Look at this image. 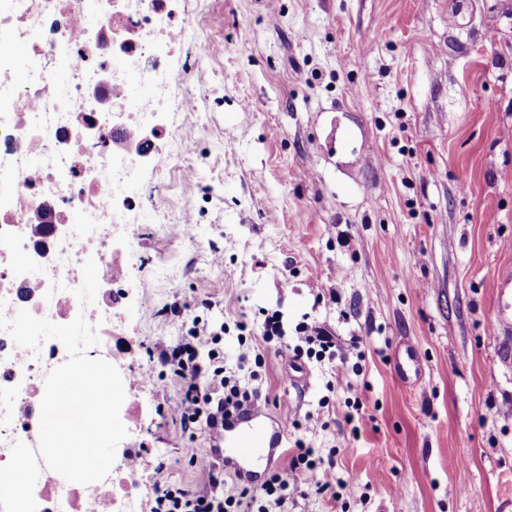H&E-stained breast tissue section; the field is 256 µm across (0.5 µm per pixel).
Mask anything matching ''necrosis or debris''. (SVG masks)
<instances>
[{"mask_svg": "<svg viewBox=\"0 0 512 512\" xmlns=\"http://www.w3.org/2000/svg\"><path fill=\"white\" fill-rule=\"evenodd\" d=\"M178 0H0V309L57 324L77 316L96 333L111 329L125 297L112 264V234L137 210L145 223L159 206L130 193L140 134L165 111L163 93L185 80L169 66L178 44H199ZM51 216L40 236L33 216ZM103 276L88 287L84 269ZM65 350H38L0 330V442L27 440L39 425L33 376Z\"/></svg>", "mask_w": 512, "mask_h": 512, "instance_id": "1", "label": "necrosis or debris"}]
</instances>
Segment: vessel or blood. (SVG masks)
Wrapping results in <instances>:
<instances>
[{
    "mask_svg": "<svg viewBox=\"0 0 512 512\" xmlns=\"http://www.w3.org/2000/svg\"><path fill=\"white\" fill-rule=\"evenodd\" d=\"M285 432V422L272 420L267 407L248 403L213 432L210 445L225 469L253 483L281 448Z\"/></svg>",
    "mask_w": 512,
    "mask_h": 512,
    "instance_id": "vessel-or-blood-1",
    "label": "vessel or blood"
}]
</instances>
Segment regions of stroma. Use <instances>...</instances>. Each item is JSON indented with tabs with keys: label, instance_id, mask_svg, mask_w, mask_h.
Segmentation results:
<instances>
[{
	"label": "stroma",
	"instance_id": "obj_1",
	"mask_svg": "<svg viewBox=\"0 0 512 512\" xmlns=\"http://www.w3.org/2000/svg\"><path fill=\"white\" fill-rule=\"evenodd\" d=\"M205 44L177 46L191 112H162L189 147L138 186L165 220L114 234L129 271L112 325L127 437L141 449L149 512L157 476L195 486L205 455L159 407L175 384L140 385L174 292L211 297L224 356L237 322L262 347L278 314L333 334L346 362L266 351L258 386L332 459L337 499L298 488L288 512H512V0H180ZM507 325L495 330L493 317ZM424 362L415 389L393 370L400 341ZM357 366L352 388L339 385ZM363 404L346 426V400ZM315 420V431L300 426Z\"/></svg>",
	"mask_w": 512,
	"mask_h": 512
}]
</instances>
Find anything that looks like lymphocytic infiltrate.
Instances as JSON below:
<instances>
[{
  "instance_id": "lymphocytic-infiltrate-1",
  "label": "lymphocytic infiltrate",
  "mask_w": 512,
  "mask_h": 512,
  "mask_svg": "<svg viewBox=\"0 0 512 512\" xmlns=\"http://www.w3.org/2000/svg\"><path fill=\"white\" fill-rule=\"evenodd\" d=\"M296 332L294 356L319 361L335 357L336 340L325 329L302 322ZM223 335V327L194 316L185 336L161 351L163 369L152 378L156 385L169 379L178 382V396L167 410L193 437L209 435L241 405L262 400L253 383L265 365L264 356L241 355L237 373H227ZM190 463L203 471L204 483L193 488L170 480L159 483L150 499V512H286L289 487L303 485L318 495L332 488L322 456L301 438L295 440L286 463L270 472L260 486H245L229 494L224 491L219 461L194 457Z\"/></svg>"
}]
</instances>
